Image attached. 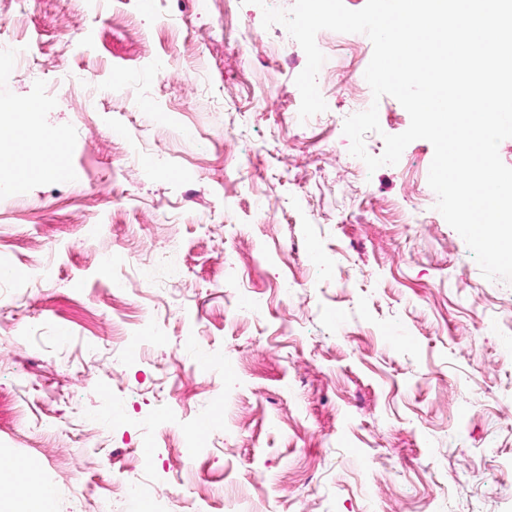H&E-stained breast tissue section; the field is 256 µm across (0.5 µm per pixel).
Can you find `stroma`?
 I'll list each match as a JSON object with an SVG mask.
<instances>
[{
    "mask_svg": "<svg viewBox=\"0 0 512 512\" xmlns=\"http://www.w3.org/2000/svg\"><path fill=\"white\" fill-rule=\"evenodd\" d=\"M316 44L302 122L251 2L0 0V97L67 167L0 192V455L56 512H512V284L427 206L430 142L350 154L356 100L370 155L410 123L371 41Z\"/></svg>",
    "mask_w": 512,
    "mask_h": 512,
    "instance_id": "1",
    "label": "stroma"
}]
</instances>
